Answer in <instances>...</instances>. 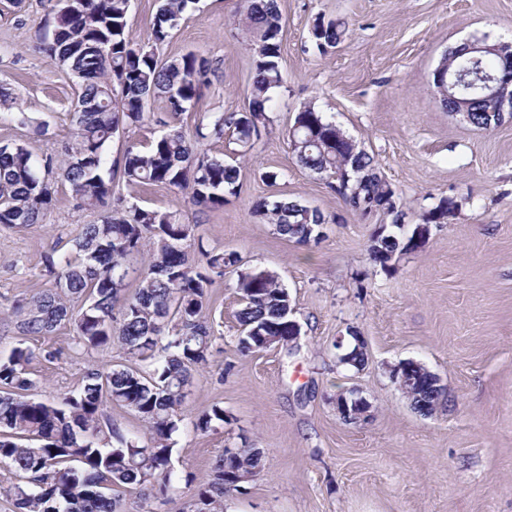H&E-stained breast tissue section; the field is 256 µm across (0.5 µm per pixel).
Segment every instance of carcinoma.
<instances>
[{
    "mask_svg": "<svg viewBox=\"0 0 512 512\" xmlns=\"http://www.w3.org/2000/svg\"><path fill=\"white\" fill-rule=\"evenodd\" d=\"M195 3L162 0L148 43L140 45L127 25L130 0H55L48 50L76 78L75 132L60 152L40 157L20 145L0 144V228L37 223L59 182L70 186L78 207L104 211L100 221L80 225L71 251L44 255L51 285L14 308V328L21 336L39 337L68 324L75 331L73 350L117 348L127 358L107 368H87L77 390L50 401L37 395L32 348L16 346L0 355V472L9 475L3 488L9 512H121L120 500L112 497L115 487L150 484L163 496L175 490L173 435L183 421L193 373L208 363L218 332L207 314L208 288L240 259L205 248L194 226L174 212L125 203L112 193V179L189 189L203 207L224 206L225 194L235 193L240 166L208 155L199 145L224 139L246 147L268 124V103L281 87L283 24L277 0H243V31L254 70L248 110L207 112L192 136L172 128L145 147L129 143L118 160L107 163L105 148L112 138L151 119V98H164L175 118L215 74L210 61L193 52L171 60L157 54ZM346 33L340 19L319 17L310 29L322 52L339 45ZM501 69L495 53L448 52L449 72L465 78L461 97L468 102V124L497 127L485 84ZM301 116L315 140L297 162L333 179L329 187L354 210L363 214L375 203L390 214L389 199L397 192L378 177L374 156L359 145L336 153V124L313 106L296 114ZM1 119L28 121L25 113L13 111V97L4 89ZM253 214L299 244L308 243L317 225L328 223L321 211L287 199L260 200ZM146 238L152 250L143 260ZM417 248L393 224L389 232L373 236L369 256L387 272L393 254ZM133 283L134 294H126ZM236 288L242 353L256 352L260 336H273V345L283 347L297 340L300 333L288 330L284 318L292 300L275 273L240 270ZM407 400L416 412L432 406L427 374L417 376ZM107 402L141 418L148 437L121 431L105 414ZM216 422H225L220 405L202 412L192 426L206 433ZM263 468L258 450L220 456L212 478L180 512H224V495Z\"/></svg>",
    "mask_w": 512,
    "mask_h": 512,
    "instance_id": "1",
    "label": "carcinoma"
}]
</instances>
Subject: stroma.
Here are the masks:
<instances>
[{
    "label": "stroma",
    "instance_id": "35a3bbf8",
    "mask_svg": "<svg viewBox=\"0 0 512 512\" xmlns=\"http://www.w3.org/2000/svg\"><path fill=\"white\" fill-rule=\"evenodd\" d=\"M282 14L283 78L270 122L241 165L222 208L194 204L190 191L161 183L116 182L115 195L170 211L195 225L206 245L236 252L244 269L278 274L301 334L291 348L244 354L238 348L236 273L215 279L208 307L221 333L208 366L184 402L173 457L185 474L174 493L116 489L123 512H180L212 475L227 448L263 451L265 469L224 497V512H512V119L485 131L444 110L432 72L445 50L467 39L512 42V0H277ZM241 0H198L158 49L170 60L195 52L216 69L194 105L170 118L164 98L149 101L150 121L117 136L149 143L175 127L186 134L206 112L248 106L252 56L240 27ZM50 0H0V88L15 111L46 122H0V144L34 154L59 150L74 131L76 80L44 49ZM346 22L344 42L319 51L307 38L316 17ZM312 105L374 156L399 194L407 227L440 199L455 202L422 247L399 253L391 273L369 259L371 236L389 218L355 212L325 176L302 168L288 132ZM281 172L276 185L262 179ZM290 198L329 222L319 243L300 245L255 217L261 199ZM97 214L78 208L69 186L56 187L35 224L0 229V355L18 345L38 351V393L53 400L77 389L90 364L119 353L74 354L72 328L19 336L15 304L48 288L43 257L69 250L78 225ZM364 343L366 362L341 364L343 347ZM56 351L54 360L42 350ZM414 360L447 391L436 412H414L391 377ZM356 389L372 404L364 421L344 423L337 393ZM225 424L199 433L193 419L213 405Z\"/></svg>",
    "mask_w": 512,
    "mask_h": 512
}]
</instances>
